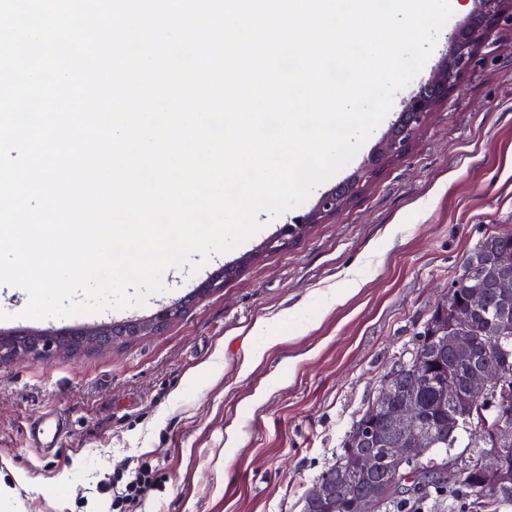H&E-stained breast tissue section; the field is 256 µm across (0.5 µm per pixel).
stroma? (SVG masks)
Returning a JSON list of instances; mask_svg holds the SVG:
<instances>
[{"instance_id": "35a3bbf8", "label": "stroma", "mask_w": 512, "mask_h": 512, "mask_svg": "<svg viewBox=\"0 0 512 512\" xmlns=\"http://www.w3.org/2000/svg\"><path fill=\"white\" fill-rule=\"evenodd\" d=\"M422 71L352 161L238 246L167 269L141 306L41 320L15 316L25 290L0 287V336L147 320L161 332L78 354L0 362V512H107L113 471L156 468L139 512H303V496L343 451L351 426L475 247L512 228V22L480 48L447 103L401 159L287 248L263 242L347 180L477 10L461 0ZM235 278L196 292L228 265ZM342 302H332L336 291ZM61 416L60 447L27 435Z\"/></svg>"}]
</instances>
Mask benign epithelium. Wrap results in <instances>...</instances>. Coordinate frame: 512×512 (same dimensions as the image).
I'll use <instances>...</instances> for the list:
<instances>
[{
    "mask_svg": "<svg viewBox=\"0 0 512 512\" xmlns=\"http://www.w3.org/2000/svg\"><path fill=\"white\" fill-rule=\"evenodd\" d=\"M479 9L472 21L456 29L449 36L448 58L433 72L430 79L404 105L398 120L382 140L380 147L360 168L357 176L324 193L313 209L286 224L262 248L275 252L290 243L294 227L302 229L309 224H318L339 211L363 186L371 182L387 163L402 157L420 130L428 124L438 105L446 102L463 74L469 69L478 49L483 46L490 31L504 18L512 19V0H478ZM462 279L478 281L492 288L494 301L487 305L476 302V307L487 311L491 317L482 320L483 333L497 336L512 324V266L500 261L496 249L469 257ZM178 307H165L147 321H129L119 324H104L97 327L70 331L68 335L99 348L114 344L119 338L146 336L161 330L175 319ZM448 315V324L434 333L433 346H424L413 353L409 360L393 369L384 379L377 399L384 410H373L370 425L365 431L354 429L347 444V453L352 465L347 473L361 487V492L351 499L336 500V487L316 485L309 490L311 502L318 512H376L378 500L389 495L412 492L415 483L406 474L402 465L417 461L434 447L424 426L419 393L413 388H401L399 382L407 374L427 371L433 357L448 356V362L467 364L476 359V336L474 322L459 319L447 301L439 303L434 315ZM58 349L54 337L36 336L18 332L11 336H0V361L17 356L41 358ZM496 398L504 412L489 417L484 413L475 394ZM448 406L451 415L441 429L442 434L453 436L461 427L478 426L481 450L460 459L444 460L442 468L450 474L461 470L477 478L484 490L496 493L512 484V387L507 385L504 366L480 363L472 368L461 385L448 382Z\"/></svg>",
    "mask_w": 512,
    "mask_h": 512,
    "instance_id": "obj_1",
    "label": "benign epithelium"
}]
</instances>
